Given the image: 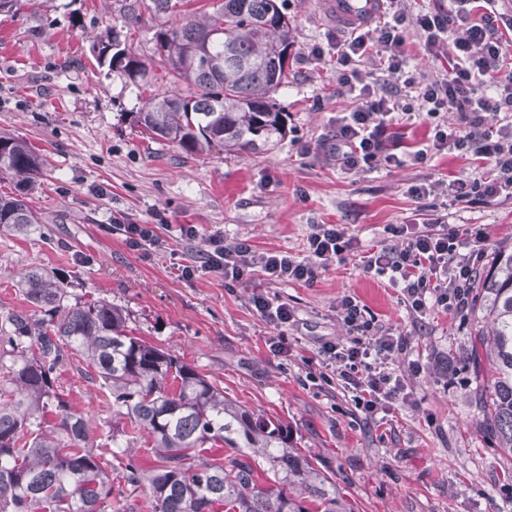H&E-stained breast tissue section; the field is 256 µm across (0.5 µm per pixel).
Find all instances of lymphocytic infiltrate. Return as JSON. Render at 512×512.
<instances>
[{"label": "lymphocytic infiltrate", "mask_w": 512, "mask_h": 512, "mask_svg": "<svg viewBox=\"0 0 512 512\" xmlns=\"http://www.w3.org/2000/svg\"><path fill=\"white\" fill-rule=\"evenodd\" d=\"M498 0H437L434 9L410 16L398 0H386L385 18L331 43L340 65L339 84L354 106L336 120V134L323 143L345 171L401 167L423 163L428 155L445 151L480 161L474 176L450 182L435 180L414 187L417 197L443 195L455 201L484 203L512 191V13L498 11ZM418 36L427 57L439 71L430 81H417L409 72V36ZM384 65L381 74L365 70L370 56ZM499 116L489 126L487 113ZM456 123H449V114ZM423 118L431 135L422 148L400 157L397 128ZM396 238L364 258L367 269L387 277L401 290V301L414 314L427 307L463 313L471 284L484 257L482 235L462 236L454 227L418 231L406 224H391ZM192 264L181 274L200 270L221 271L239 282L254 271L271 281L304 282L315 279L350 244L340 224L317 225L307 238V258L285 252L255 253L243 242L228 244L222 233L204 237ZM340 316L352 336L347 343L323 348L344 388L351 391L365 417H373L404 388L403 380L388 367L392 355L407 347L404 337L376 335L372 320L352 297L340 302Z\"/></svg>", "instance_id": "obj_1"}]
</instances>
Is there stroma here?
I'll return each mask as SVG.
<instances>
[{
  "mask_svg": "<svg viewBox=\"0 0 512 512\" xmlns=\"http://www.w3.org/2000/svg\"><path fill=\"white\" fill-rule=\"evenodd\" d=\"M123 6L39 0L19 15L0 14V132L49 159L28 196L40 230L0 231V310L23 306L19 270H74L72 298L122 305L134 335L183 356L238 404L280 420L355 512H512V457L497 448L474 400L488 369L474 357L471 315L432 308L413 316L397 289L360 262L390 224L478 226L494 255L512 244V198L477 207L412 194L428 178L470 175L474 164L460 155L345 173L319 150L336 132L337 113L352 106L335 59L313 55L346 32L325 0H286L293 45L288 85L277 94L288 114L284 139L242 156L190 157L163 140L146 143L131 120L140 87L95 59L97 43L122 25ZM116 217L157 225L164 248L131 249L111 227ZM184 224L300 258L314 225L342 224L352 245L309 285L273 283L258 272L246 283L206 271L184 279L179 269L198 248L182 238ZM256 291L293 309L283 330L287 353L270 350L276 330L251 306ZM346 296L380 333L409 340L390 363L408 399L373 423L321 355L325 343L350 338L338 311ZM61 381L105 436L112 419L105 389L77 364Z\"/></svg>",
  "mask_w": 512,
  "mask_h": 512,
  "instance_id": "stroma-1",
  "label": "stroma"
}]
</instances>
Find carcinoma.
I'll use <instances>...</instances> for the list:
<instances>
[{
	"instance_id": "carcinoma-1",
	"label": "carcinoma",
	"mask_w": 512,
	"mask_h": 512,
	"mask_svg": "<svg viewBox=\"0 0 512 512\" xmlns=\"http://www.w3.org/2000/svg\"><path fill=\"white\" fill-rule=\"evenodd\" d=\"M201 0H152L176 14ZM154 33L153 56L173 84L190 92L151 93L134 124L194 156L261 154L283 138L275 94L288 85L290 26L284 0H213ZM125 34L98 49V64L133 82H152L130 52L142 24L138 0L125 4ZM45 160L27 141L0 135V175L18 194L0 196V229L29 233L39 224L28 204ZM26 310L0 313V512H108L111 457L142 447L156 466L130 458L124 482L145 491L151 512H354L336 483L294 448L279 421L224 396V389L181 356L127 331L128 313L109 299L70 303L64 279L41 267L17 273ZM475 336L491 371L477 402L497 445L512 454V250L495 254L478 276ZM80 361L108 392L112 416L127 419L109 435L91 432L59 382Z\"/></svg>"
}]
</instances>
